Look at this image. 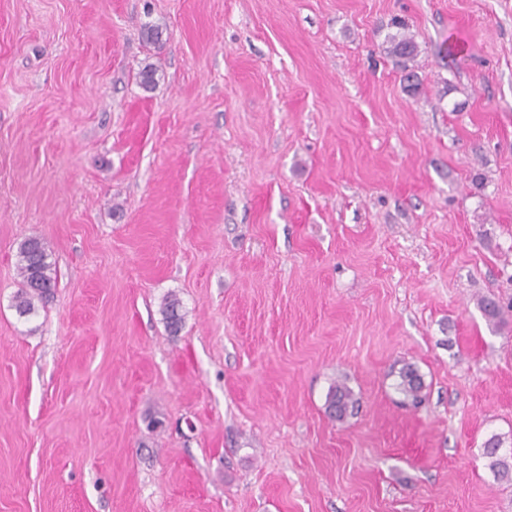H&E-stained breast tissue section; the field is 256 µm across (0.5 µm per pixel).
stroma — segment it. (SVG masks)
<instances>
[{"instance_id":"stroma-1","label":"stroma","mask_w":512,"mask_h":512,"mask_svg":"<svg viewBox=\"0 0 512 512\" xmlns=\"http://www.w3.org/2000/svg\"><path fill=\"white\" fill-rule=\"evenodd\" d=\"M494 435L512 0H0V512H512ZM40 237L24 239L18 248L17 268L21 286L15 295V309L25 317L35 312V301L45 302L56 288L55 262ZM397 389L415 405L422 402L423 377L414 364H404L398 371ZM353 403L352 391L345 385L336 384L327 394L326 409L332 419L341 421L348 415ZM483 456L488 459L491 469L497 472L501 477L509 475V467L505 457L501 454V440L497 436H491L483 446Z\"/></svg>"}]
</instances>
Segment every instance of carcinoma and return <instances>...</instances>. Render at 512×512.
Returning a JSON list of instances; mask_svg holds the SVG:
<instances>
[{
	"label": "carcinoma",
	"mask_w": 512,
	"mask_h": 512,
	"mask_svg": "<svg viewBox=\"0 0 512 512\" xmlns=\"http://www.w3.org/2000/svg\"><path fill=\"white\" fill-rule=\"evenodd\" d=\"M418 52L416 42L407 36L390 38V53L404 60L413 58ZM17 268L21 277V286L15 295V309L19 316L25 317L35 312V303L47 301L56 288L55 262L48 252L43 240L37 236L24 239L18 248ZM164 320L170 333L181 330L182 317L179 314V301L171 298L165 301L162 309ZM423 377L418 368L410 363L403 365L398 371L397 389L412 404L422 402ZM352 391L341 384L330 388L326 409L329 416L341 421L353 407ZM483 456L488 459L491 469L498 475H509V467L501 454V440L493 435L484 443Z\"/></svg>",
	"instance_id": "carcinoma-1"
}]
</instances>
